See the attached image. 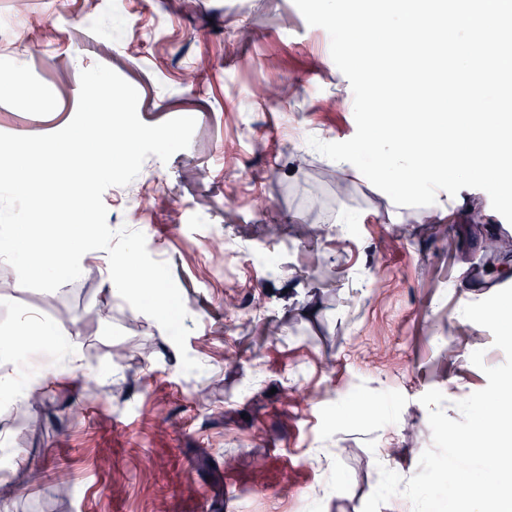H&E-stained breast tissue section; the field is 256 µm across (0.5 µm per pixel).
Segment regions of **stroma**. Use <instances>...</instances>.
Instances as JSON below:
<instances>
[{
	"mask_svg": "<svg viewBox=\"0 0 512 512\" xmlns=\"http://www.w3.org/2000/svg\"><path fill=\"white\" fill-rule=\"evenodd\" d=\"M86 3L0 0V70L32 89L26 112L0 92V133L65 127L97 64L136 88L144 123L195 118L187 149L142 166L149 213L111 188L103 201L112 229L143 232L169 264L202 369L183 372L162 327L106 288V252L54 292L0 261V339L34 310L82 344L75 371L62 347L9 359L0 512H362L380 468L411 477L431 446L421 396L441 391L459 419L457 401L487 384L472 353L505 360L462 315L498 217L489 196L398 208L311 148L354 136L353 93L293 0ZM31 15L43 24L16 45ZM35 383L37 402L19 405Z\"/></svg>",
	"mask_w": 512,
	"mask_h": 512,
	"instance_id": "1",
	"label": "stroma"
}]
</instances>
